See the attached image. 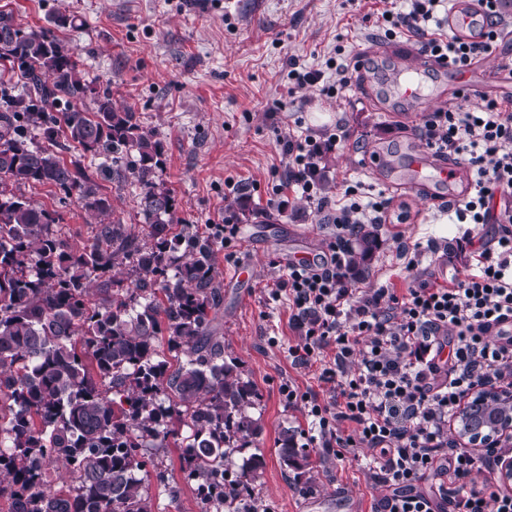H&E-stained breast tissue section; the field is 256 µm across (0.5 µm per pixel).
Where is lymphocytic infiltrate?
<instances>
[{
  "label": "lymphocytic infiltrate",
  "instance_id": "1",
  "mask_svg": "<svg viewBox=\"0 0 512 512\" xmlns=\"http://www.w3.org/2000/svg\"><path fill=\"white\" fill-rule=\"evenodd\" d=\"M500 0H475L486 19L481 38L465 41L445 33L450 0H404L383 9L374 22L387 41L407 36L420 55L464 70L489 51L506 23ZM352 61L328 58L324 69L289 61L287 94L321 85L335 95L352 83ZM336 73L324 81L325 70ZM416 134L434 156H461L472 168L467 200L452 205L460 224H493V242L467 236L473 261L465 277L413 281L404 290L356 287L344 260L357 229L388 220L392 198H361L347 185L336 205L321 195L322 160L349 136L346 126L330 134L289 137L288 162L277 193L292 191L326 211L335 237L307 264L288 263L273 292L285 299L288 326L299 341L287 349L295 367H317L320 390L280 386L285 403L303 406L307 446L345 458L368 448V470L386 493L372 512H512V491L492 482L512 442L461 443L448 437L459 409L480 388L512 389V339H491L492 327L512 321V101L486 100L476 111L461 104L430 113Z\"/></svg>",
  "mask_w": 512,
  "mask_h": 512
}]
</instances>
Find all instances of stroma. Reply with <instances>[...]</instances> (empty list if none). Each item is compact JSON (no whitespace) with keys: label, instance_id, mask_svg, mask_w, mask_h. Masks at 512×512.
<instances>
[{"label":"stroma","instance_id":"35a3bbf8","mask_svg":"<svg viewBox=\"0 0 512 512\" xmlns=\"http://www.w3.org/2000/svg\"><path fill=\"white\" fill-rule=\"evenodd\" d=\"M2 5L32 30L59 14L72 18L57 34L76 50L86 78L110 82L114 99L162 140L160 179L175 196L178 218L201 228L229 216L239 224L234 261L215 257L223 308L214 333L262 394L254 410L263 426L260 497L272 512H303L307 503L312 512H370L386 489L360 467L365 449L343 459L312 450L316 488L305 496L279 463L281 431L307 429L302 407L288 406L279 387L288 380L303 389L317 382L312 370L289 363L287 346L298 338L288 328L287 305L273 302L268 291L291 254L326 251L331 237L315 205L274 193L273 170L284 159L281 139L295 125L329 133L345 122L349 139L323 162L324 196L336 200L344 182L360 181L411 208L407 223L376 228L375 248L354 270L358 287L405 288L414 279L444 273L442 257L469 229L449 223L442 201L397 187L407 176L408 156L424 148L413 126L442 103L414 112L377 104L381 76L391 70L395 54L412 51V44L374 40L370 16L380 10L379 0H0ZM340 47L361 65L351 89L328 97L310 86L284 96L290 59L324 69ZM370 156L380 157L377 167H367ZM23 193L56 213L72 246L88 244L87 216L75 199H59L45 186ZM239 197L248 209L235 215L229 206ZM404 248L422 254L414 270L405 267ZM273 336L280 346H270ZM157 461L167 469L169 484L149 482L155 512H197L178 449L168 448Z\"/></svg>","mask_w":512,"mask_h":512}]
</instances>
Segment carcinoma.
Masks as SVG:
<instances>
[{
	"instance_id": "cac0c4a2",
	"label": "carcinoma",
	"mask_w": 512,
	"mask_h": 512,
	"mask_svg": "<svg viewBox=\"0 0 512 512\" xmlns=\"http://www.w3.org/2000/svg\"><path fill=\"white\" fill-rule=\"evenodd\" d=\"M72 147L80 157L67 162ZM86 155L117 188L138 187L144 225L115 217ZM162 155L110 83L96 90L84 78L54 29H24L0 8V498L9 512H153L148 467L171 442L199 512L262 508V425L251 413L261 393L213 336L220 240L179 224L159 180ZM26 186L75 198L90 244L70 245ZM375 244L361 233L350 264ZM278 443L298 493L310 494L309 454L292 430Z\"/></svg>"
}]
</instances>
